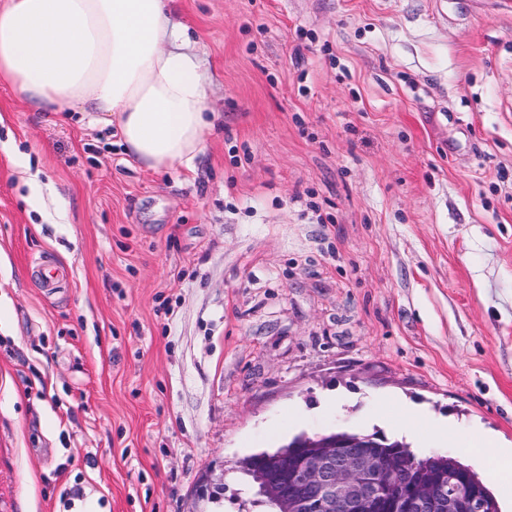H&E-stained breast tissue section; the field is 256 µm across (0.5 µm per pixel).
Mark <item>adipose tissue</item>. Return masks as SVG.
Instances as JSON below:
<instances>
[{"instance_id": "ef3b65f1", "label": "adipose tissue", "mask_w": 512, "mask_h": 512, "mask_svg": "<svg viewBox=\"0 0 512 512\" xmlns=\"http://www.w3.org/2000/svg\"><path fill=\"white\" fill-rule=\"evenodd\" d=\"M173 0H0V81L37 112L116 127L140 167L193 169L210 128L199 58ZM472 457L512 484V448L474 431Z\"/></svg>"}]
</instances>
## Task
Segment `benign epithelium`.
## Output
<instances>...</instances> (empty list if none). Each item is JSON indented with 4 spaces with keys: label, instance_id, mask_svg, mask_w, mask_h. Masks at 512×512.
I'll use <instances>...</instances> for the list:
<instances>
[{
    "label": "benign epithelium",
    "instance_id": "1",
    "mask_svg": "<svg viewBox=\"0 0 512 512\" xmlns=\"http://www.w3.org/2000/svg\"><path fill=\"white\" fill-rule=\"evenodd\" d=\"M368 440L355 438L347 450L320 440L293 467L288 481L295 492L287 494L269 479L262 489L280 506V512H382L388 507L383 489L387 484L407 487L403 512H465L467 504L448 494L437 480L419 481L403 464H396L368 450Z\"/></svg>",
    "mask_w": 512,
    "mask_h": 512
}]
</instances>
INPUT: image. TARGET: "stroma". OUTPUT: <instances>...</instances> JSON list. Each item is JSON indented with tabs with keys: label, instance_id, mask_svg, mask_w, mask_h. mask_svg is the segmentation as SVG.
Returning <instances> with one entry per match:
<instances>
[{
	"label": "stroma",
	"instance_id": "1",
	"mask_svg": "<svg viewBox=\"0 0 512 512\" xmlns=\"http://www.w3.org/2000/svg\"><path fill=\"white\" fill-rule=\"evenodd\" d=\"M173 18L213 114L194 169L0 84L68 216L0 153V512H270L246 457L399 438V402L512 448V0Z\"/></svg>",
	"mask_w": 512,
	"mask_h": 512
}]
</instances>
